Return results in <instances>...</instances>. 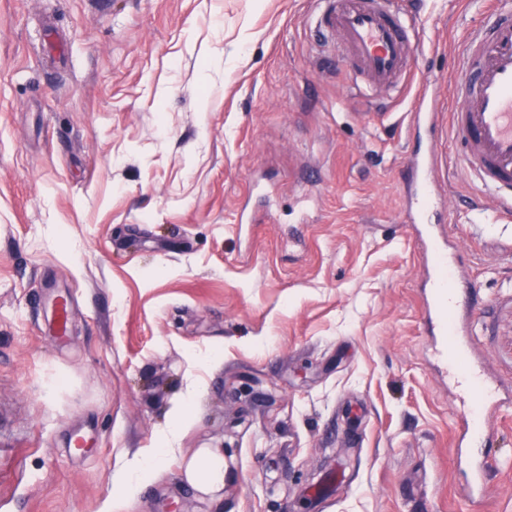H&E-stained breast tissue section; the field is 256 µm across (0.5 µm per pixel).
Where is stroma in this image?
<instances>
[{
  "instance_id": "1",
  "label": "stroma",
  "mask_w": 512,
  "mask_h": 512,
  "mask_svg": "<svg viewBox=\"0 0 512 512\" xmlns=\"http://www.w3.org/2000/svg\"><path fill=\"white\" fill-rule=\"evenodd\" d=\"M393 2L421 49L366 98L317 47L315 0H0V512H97L192 384L131 512H216L179 480L199 448L229 463L223 512H305L339 448L316 512H512V405L471 498L405 211V162L438 137V218L484 301L461 326L511 392L512 222L457 166L452 116L489 0ZM429 88V83L422 85L420 88L415 112L411 113V116L413 117V122L417 123L418 125L424 123L425 125H428L429 129H433L434 112H429L433 104V92H430Z\"/></svg>"
}]
</instances>
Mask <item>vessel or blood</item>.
I'll list each match as a JSON object with an SVG mask.
<instances>
[{"label":"vessel or blood","instance_id":"b4317fda","mask_svg":"<svg viewBox=\"0 0 512 512\" xmlns=\"http://www.w3.org/2000/svg\"><path fill=\"white\" fill-rule=\"evenodd\" d=\"M312 23L323 44L346 59L359 88L375 93L395 88L408 76L418 30L391 0H319ZM467 74L455 86L453 121L463 140L460 165L493 196L500 218L512 219V11H493L464 47ZM438 154L428 149L412 159L407 217L418 232L427 271V319L437 356L463 391L464 440L485 445L488 415L500 392L474 363L456 328L457 319L481 304L463 285L462 268L432 222L428 200L437 196Z\"/></svg>","mask_w":512,"mask_h":512}]
</instances>
